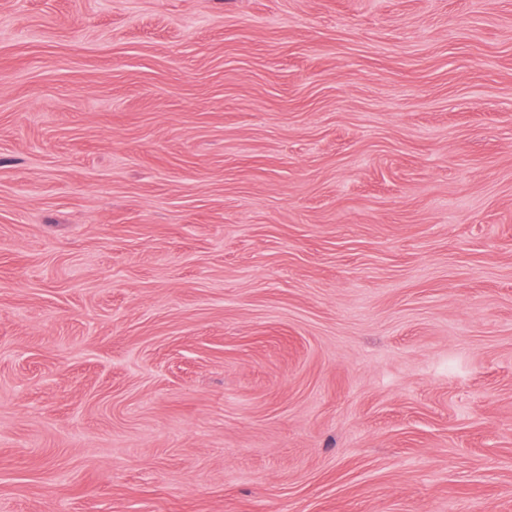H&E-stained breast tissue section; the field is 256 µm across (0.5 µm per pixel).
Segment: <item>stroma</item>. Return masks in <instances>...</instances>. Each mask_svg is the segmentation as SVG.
<instances>
[{
  "label": "stroma",
  "instance_id": "obj_1",
  "mask_svg": "<svg viewBox=\"0 0 512 512\" xmlns=\"http://www.w3.org/2000/svg\"><path fill=\"white\" fill-rule=\"evenodd\" d=\"M0 512H512V0H0Z\"/></svg>",
  "mask_w": 512,
  "mask_h": 512
}]
</instances>
